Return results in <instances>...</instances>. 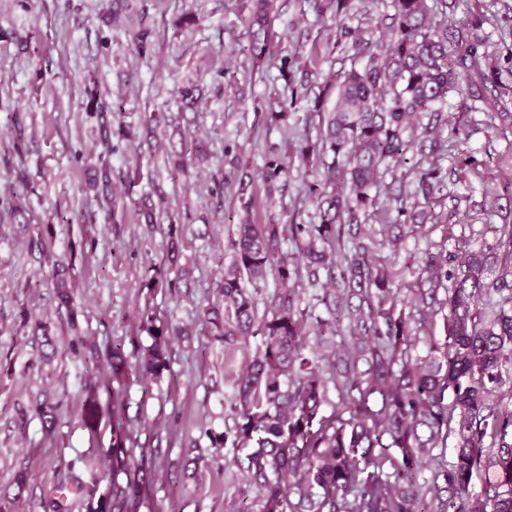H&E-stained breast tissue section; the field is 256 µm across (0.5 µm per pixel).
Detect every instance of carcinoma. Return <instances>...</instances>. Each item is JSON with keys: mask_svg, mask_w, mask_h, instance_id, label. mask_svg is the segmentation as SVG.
<instances>
[{"mask_svg": "<svg viewBox=\"0 0 512 512\" xmlns=\"http://www.w3.org/2000/svg\"><path fill=\"white\" fill-rule=\"evenodd\" d=\"M333 10L332 48L349 54L350 67L336 71V101L324 107L328 85L318 72L295 78L288 59L282 98L268 104L272 127L288 129V112L298 99L314 96L318 139L302 136L297 153L316 155L318 169L306 183L305 201L314 208L310 224H257L252 219V178L240 174L229 261L216 284L217 301L203 318L213 336L248 348L260 337L252 359L237 375L233 426L208 432L215 448L232 443L240 454L232 464L254 490L248 512H512V220L503 216L499 236L488 251L427 249L412 270L414 287L401 298L395 273L381 266L375 252L396 251L427 223L454 226L459 197L446 193L448 96L469 92L503 121L512 96V58H503L478 35L485 18L448 23L457 0H391L375 26L361 18L379 0H315ZM249 57L260 62L270 52L274 26L269 0H253L247 20ZM88 105L100 117L101 152L88 166V186L96 191L112 180V120L108 107L91 93ZM156 117L141 120V132L122 130L124 140L151 139ZM205 153L194 139L181 142L174 170ZM419 157L412 185L398 174L407 155ZM287 152L270 148L259 177L267 197L288 192ZM146 197L139 212L145 224L166 213L162 193ZM501 198L488 186L479 201L466 198L467 223L490 220ZM24 209L0 196V223L17 222ZM295 246L282 252L281 242ZM27 251L53 263L55 298L77 330L69 265L52 258L43 234L27 238ZM147 288H169L168 271L151 266ZM279 291L258 313V291L268 277ZM306 280L321 290L319 302L331 320L343 325L329 371L306 350L307 315L295 285ZM446 314L440 343L418 335L417 326ZM141 329L153 343L139 362L140 376L157 378L168 370L169 324L146 313ZM83 350L82 424L89 439L110 430L106 449L112 482L103 478L75 485L86 512H133L151 473L136 459L130 420L125 415L130 362L121 344L107 356L112 402L102 403L92 382L97 348L76 340ZM338 397L331 412L329 388ZM430 471V477L423 476ZM480 482L475 491L473 480ZM67 485L45 502L48 512H71Z\"/></svg>", "mask_w": 512, "mask_h": 512, "instance_id": "obj_1", "label": "carcinoma"}]
</instances>
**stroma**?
<instances>
[{"mask_svg":"<svg viewBox=\"0 0 512 512\" xmlns=\"http://www.w3.org/2000/svg\"><path fill=\"white\" fill-rule=\"evenodd\" d=\"M248 0H0V195L19 189L14 167L31 180L25 199L28 230L45 232L56 258L69 263L75 296L85 315L70 330L54 298L50 265L26 249V232L0 227V500L8 512H46L44 502L61 483L87 480L89 467L108 472L104 448L81 427V362L71 348L84 336L98 350L122 344L129 353L151 344L140 329L145 310L165 316L177 332L169 339L170 365L156 379L130 372L129 409L133 432L154 456L153 479L140 491L138 512H241L252 493L231 462L237 448L211 447L206 430L232 424L228 401L248 351L225 346L223 337L201 329L198 316L216 284L233 236L217 217L237 207L235 176L224 173V146L241 148L247 169L259 168L268 146L288 147L282 132L269 128L263 106L282 93L281 58L295 71L340 69L332 49L334 23L318 17L310 0H275V37L270 54L249 59ZM485 15L482 35L501 54L512 51V0H461L454 23ZM146 24L152 37L137 54L125 35ZM27 43L28 52L18 49ZM196 84L195 105L180 103L183 84ZM96 88L126 125L159 114L149 144L121 142L112 156V209L91 204L85 167L101 147L100 120L87 106ZM22 112L26 141L13 150L11 115ZM451 124L466 131L445 168L451 194L480 197L483 183L512 182V127L471 110L453 94ZM207 145L188 175L174 173L169 159L181 137ZM306 165L294 161L290 190L269 203L256 185L254 216L262 224H307L313 208L302 192ZM139 175L128 186L130 172ZM161 190L176 224L146 228L134 210L141 195ZM463 225L425 226L398 251L382 249L386 263L416 265L427 248L454 250ZM97 237L95 251L83 249L84 235ZM179 240V266L188 269L171 291L151 294L147 267L165 259L170 238ZM52 327L53 347L31 343V328ZM59 404L58 424L45 433L31 408L41 393Z\"/></svg>","mask_w":512,"mask_h":512,"instance_id":"obj_1","label":"stroma"}]
</instances>
